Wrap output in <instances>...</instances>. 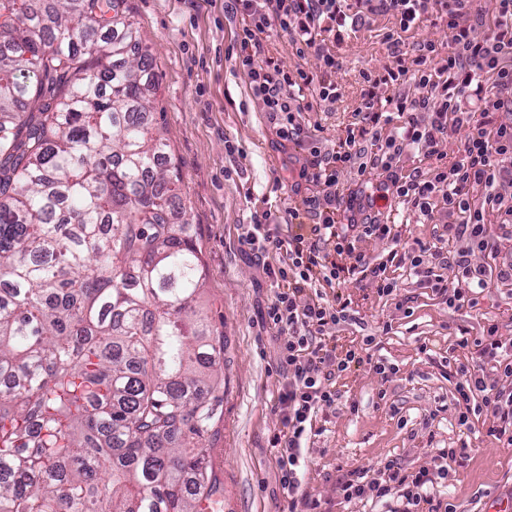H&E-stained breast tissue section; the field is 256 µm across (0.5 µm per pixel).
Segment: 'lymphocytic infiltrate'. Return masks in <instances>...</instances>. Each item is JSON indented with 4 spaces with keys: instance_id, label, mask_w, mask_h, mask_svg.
<instances>
[{
    "instance_id": "f902f5d3",
    "label": "lymphocytic infiltrate",
    "mask_w": 512,
    "mask_h": 512,
    "mask_svg": "<svg viewBox=\"0 0 512 512\" xmlns=\"http://www.w3.org/2000/svg\"><path fill=\"white\" fill-rule=\"evenodd\" d=\"M492 2L494 19L489 22L484 14L474 13V0H230L231 11L242 17L236 61L286 140L300 131L296 114L302 105L296 90L313 88L320 101L328 104L339 98L336 50L344 44L348 30L365 24L368 15H392L404 31L425 17L449 33L448 52L443 57H436L435 44L427 41L419 44L415 55H395L390 63L365 74L367 86L356 109L358 120L349 125L345 141L325 154L312 147L310 161L299 169L300 178L319 186L321 192L305 198L303 211H291L295 226L288 237H281L279 225L267 223L262 216L255 217L240 236L241 245L253 252L266 255L282 249L287 255L279 265L264 264L263 270L277 288L264 322L288 333L279 347L284 373L277 398L281 428L272 438L280 450L277 465L288 498L298 492L305 465L303 450L314 422L336 400L334 375L362 361L356 350L327 346L326 329L348 319L350 303L339 295L324 301L314 291L316 284H342L361 274L375 281L379 294L388 296L395 289L385 272L397 259V251H389L385 261L372 265L357 246L364 238H389L390 225L370 221L350 226L336 221L342 176L365 175L371 165L392 169L408 146L435 159L433 180L395 176L392 186L424 217H431V199L436 194L449 210L464 213V223L447 225L446 230L466 241L467 247L451 264L456 287L434 275L427 246H419L411 266L415 275L452 305L469 301L474 289L488 286L482 266L471 261L474 250L484 249L488 235L482 210L471 206V191L487 189L488 202L512 218V196L498 191L501 185L512 186V121L499 118L500 113L512 112V0ZM274 28L288 34L300 54L314 57L313 71L290 74L266 53L263 36ZM479 72L491 75L495 91L480 96L478 111L464 110L460 102ZM407 81L414 94L396 93V85ZM384 87L393 88L394 93L382 99L378 92ZM393 122L398 125L395 134L382 136L383 127ZM452 127L465 129L466 139L461 159L447 166L442 144ZM367 138L378 142L379 152L366 160L358 145ZM458 345L473 349L472 365L462 368L456 387L460 425L469 424L472 402L481 398L492 417L488 435L512 445V339H502L491 326L485 339L472 342L464 337ZM488 363L498 373L492 382L484 375ZM457 454L454 448L438 449L428 471L408 472L389 462L371 479L354 470L343 476L339 491L349 502L379 501L394 494L401 500V512H420V505L431 501L428 484L445 475Z\"/></svg>"
}]
</instances>
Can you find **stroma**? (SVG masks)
<instances>
[{
	"label": "stroma",
	"mask_w": 512,
	"mask_h": 512,
	"mask_svg": "<svg viewBox=\"0 0 512 512\" xmlns=\"http://www.w3.org/2000/svg\"><path fill=\"white\" fill-rule=\"evenodd\" d=\"M129 6L159 77L150 120L163 130L178 168V221L189 225L205 265L199 305L224 333L223 419L211 441L213 464L235 512H288L279 451L271 443L281 428L276 405L284 335L262 321L275 294L262 265L278 264L283 255L258 261L239 236L258 214L287 224L289 211L319 194L318 186L299 179L298 168L311 146L329 152L345 138L364 73L388 63L396 47L408 53L431 40L447 52L448 31L423 22L404 32L391 15L370 16L339 52L336 103L318 102L315 92L304 90L310 108L297 116L301 134L285 141L236 64L242 21L225 0H129ZM228 140L236 153H226ZM389 183V172L377 167L361 180L343 176L340 195L386 188L370 215L391 225L393 237L366 240L360 248L373 264L390 250L402 254V262L388 269L396 291L379 295L375 283L361 277L336 290L324 284L317 290L328 300L338 292L351 301L352 320L327 328V341L340 350L365 349L397 372L384 381L364 363L334 378L338 397L314 424L298 495L315 503L314 512H392V496L345 501L339 479L354 469L375 477L389 461L409 472L429 469L436 449L461 447L464 458L449 463L447 476L433 486L435 501L452 504L454 512H512V446L487 435V414L460 426L455 403L458 369L471 363L460 337L482 338L492 324L500 336L512 337V280L498 276L502 262L512 258L505 216L486 208L488 245L472 257L486 270L487 288L474 304L451 307L418 284L409 258L422 243L454 259L463 243L445 227L464 217L439 203L432 217H424Z\"/></svg>",
	"instance_id": "35a3bbf8"
}]
</instances>
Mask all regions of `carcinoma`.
I'll return each mask as SVG.
<instances>
[{"mask_svg": "<svg viewBox=\"0 0 512 512\" xmlns=\"http://www.w3.org/2000/svg\"><path fill=\"white\" fill-rule=\"evenodd\" d=\"M127 2L0 0V512L224 497V333Z\"/></svg>", "mask_w": 512, "mask_h": 512, "instance_id": "carcinoma-1", "label": "carcinoma"}]
</instances>
